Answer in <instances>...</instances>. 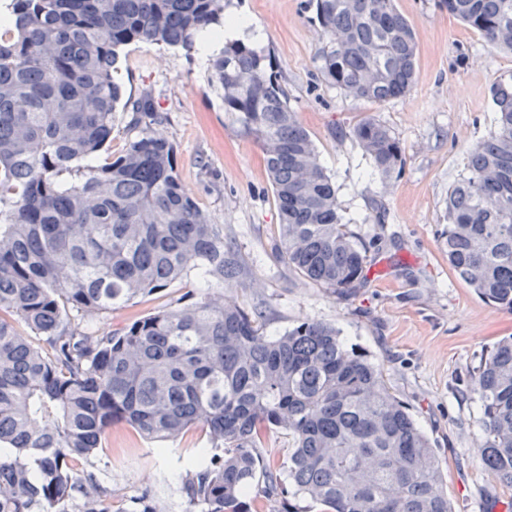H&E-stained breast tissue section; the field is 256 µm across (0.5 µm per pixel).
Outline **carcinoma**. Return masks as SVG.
Here are the masks:
<instances>
[{"mask_svg":"<svg viewBox=\"0 0 512 512\" xmlns=\"http://www.w3.org/2000/svg\"><path fill=\"white\" fill-rule=\"evenodd\" d=\"M229 0H7L0 25V512H109L76 470L125 424L153 442L193 427L207 447L183 492L197 512H250L251 488L288 493V512H453L435 448L366 353L335 326L303 321L270 337L211 289L238 279L224 234L185 191L149 96L129 103L137 134L112 140L125 47L198 50ZM328 43L324 78L373 103L415 84L413 29L394 0H309ZM512 52V0H440ZM224 111L261 148L280 215V254L339 298L366 284L368 247L344 222L336 187L288 105L270 51L229 40L212 58ZM494 128L448 189V264L512 311V81L492 89ZM386 181L405 165L399 137L369 116L350 131ZM196 272L195 301L119 330L94 323ZM22 324L31 331L25 336ZM476 453L512 487V336L481 359ZM288 435L261 451L272 432Z\"/></svg>","mask_w":512,"mask_h":512,"instance_id":"carcinoma-1","label":"carcinoma"}]
</instances>
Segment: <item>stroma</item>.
I'll use <instances>...</instances> for the list:
<instances>
[{
  "mask_svg": "<svg viewBox=\"0 0 512 512\" xmlns=\"http://www.w3.org/2000/svg\"><path fill=\"white\" fill-rule=\"evenodd\" d=\"M395 5L415 33L416 82L406 97L381 104L347 96L324 80L326 40L308 0H231L226 9L261 30L260 46L273 56L349 228L368 246V282L347 300L280 258V216L262 152L234 128L211 64L196 53L136 43L122 53L117 78L124 98L151 93L183 186L237 253L239 279L224 286L225 297L261 309L271 336L303 320L338 327L347 344L380 366L390 391L430 437L455 512H506L512 488L496 481L474 452L481 419L472 384L481 356L512 336V311L484 301L450 268L444 232L448 189L463 174L466 150L493 128L491 87L512 78V53L492 48L438 0ZM368 116L390 126L404 148L402 173L385 182L372 176L349 135ZM378 206L386 221L370 223ZM198 292L190 274L117 307L102 323L115 329L195 300ZM205 445L194 428L159 448L118 425L103 452L78 471L110 490L112 512H128L145 494L157 499L160 512H189L182 452Z\"/></svg>",
  "mask_w": 512,
  "mask_h": 512,
  "instance_id": "obj_1",
  "label": "stroma"
}]
</instances>
